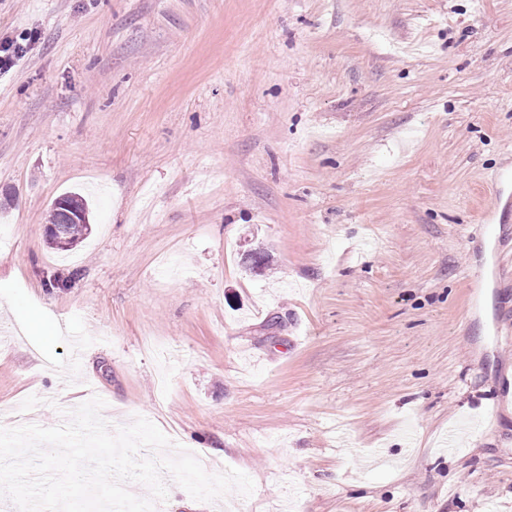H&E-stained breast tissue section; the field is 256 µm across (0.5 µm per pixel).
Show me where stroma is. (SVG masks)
<instances>
[{
    "label": "stroma",
    "mask_w": 512,
    "mask_h": 512,
    "mask_svg": "<svg viewBox=\"0 0 512 512\" xmlns=\"http://www.w3.org/2000/svg\"><path fill=\"white\" fill-rule=\"evenodd\" d=\"M30 31L0 75V427L97 396L254 483L167 474L155 512H512V223L477 221L512 0H0V39ZM68 196L61 197L56 200L57 205L62 207L52 206L49 218V224H56L64 233L62 235L64 246L55 247L59 251H69L72 247L83 237L85 232L88 230V224L77 223L74 218L78 221L80 219L76 217L72 211L76 210V205L68 201ZM72 211H70V210Z\"/></svg>",
    "instance_id": "obj_1"
}]
</instances>
